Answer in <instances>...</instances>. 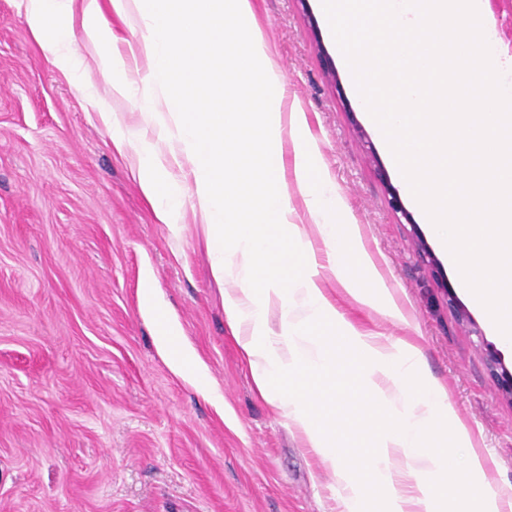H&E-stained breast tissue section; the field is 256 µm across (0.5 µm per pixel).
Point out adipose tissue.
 Returning <instances> with one entry per match:
<instances>
[{
  "label": "adipose tissue",
  "instance_id": "obj_1",
  "mask_svg": "<svg viewBox=\"0 0 512 512\" xmlns=\"http://www.w3.org/2000/svg\"><path fill=\"white\" fill-rule=\"evenodd\" d=\"M107 5L146 28L128 51L115 45ZM26 11L35 39L62 72L83 67L70 48L74 35H82L109 77L113 99H141L149 125L138 138H130L118 113H100L112 145L120 153L134 150L140 188L176 237L183 227L175 219L173 177L192 183L194 216L216 250L212 275L219 283L238 282L224 295V314L255 388L319 458L344 512H366L374 492L384 512H448L437 499L460 466L466 485L478 492L460 495L458 512H512V486L492 483L494 458L456 413L447 387L424 371L419 347L361 332L337 311L340 294L403 318L358 225L330 217L335 188L305 112L287 100L253 0H26ZM141 59L145 70L132 73ZM151 87L162 98L146 96ZM290 177L328 248V272L294 221ZM330 279L336 289L327 288ZM140 305L159 323V354L177 371L200 369L196 352L178 345L180 326L166 316L154 288L141 290ZM340 335L356 353V369L342 360ZM375 406L386 409L378 447H337L329 417L346 419Z\"/></svg>",
  "mask_w": 512,
  "mask_h": 512
}]
</instances>
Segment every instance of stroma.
Here are the masks:
<instances>
[{
  "label": "stroma",
  "mask_w": 512,
  "mask_h": 512,
  "mask_svg": "<svg viewBox=\"0 0 512 512\" xmlns=\"http://www.w3.org/2000/svg\"><path fill=\"white\" fill-rule=\"evenodd\" d=\"M254 7L342 199L333 219L359 225L407 320L342 297L338 312L359 330L415 341L496 460L494 481L512 485V401L487 364L493 348L512 370V346L459 288L409 199L391 210L399 177L318 0ZM105 104L126 131L145 126L138 104L109 100L102 74L76 82L58 70L22 0H0V512H343L319 459L254 388L224 315L236 284L211 275L191 189L181 191L186 228L176 239L97 120ZM419 237L436 266L420 257ZM148 281L223 407L159 355L155 322L139 306ZM384 422L381 407L353 415L337 423L336 443L351 446L357 429L364 447H377Z\"/></svg>",
  "instance_id": "35a3bbf8"
}]
</instances>
